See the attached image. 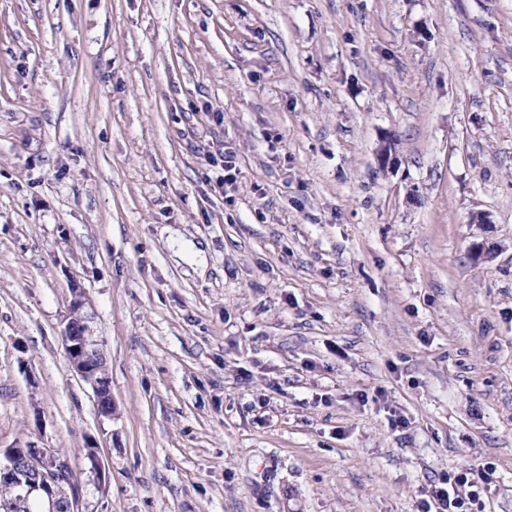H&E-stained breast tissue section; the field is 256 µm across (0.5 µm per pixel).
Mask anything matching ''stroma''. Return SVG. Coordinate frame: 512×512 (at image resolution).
<instances>
[{"label":"stroma","instance_id":"stroma-1","mask_svg":"<svg viewBox=\"0 0 512 512\" xmlns=\"http://www.w3.org/2000/svg\"><path fill=\"white\" fill-rule=\"evenodd\" d=\"M30 442L82 512H421L486 463L512 512V0H0V448ZM71 291L61 336L65 354L74 373L91 388L100 418L112 419V382L104 347L95 336V316L85 293L76 284Z\"/></svg>","mask_w":512,"mask_h":512}]
</instances>
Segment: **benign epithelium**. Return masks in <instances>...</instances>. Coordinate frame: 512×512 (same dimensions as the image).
I'll return each mask as SVG.
<instances>
[{
  "label": "benign epithelium",
  "instance_id": "benign-epithelium-1",
  "mask_svg": "<svg viewBox=\"0 0 512 512\" xmlns=\"http://www.w3.org/2000/svg\"><path fill=\"white\" fill-rule=\"evenodd\" d=\"M62 341L74 373L95 397L98 414L112 418L111 377L105 350L95 336V316L85 293L72 286V300L64 319ZM69 459L58 449L31 443L0 449V483L12 487L13 502L0 506L3 512H26L31 503L37 512H80V490L67 478Z\"/></svg>",
  "mask_w": 512,
  "mask_h": 512
}]
</instances>
